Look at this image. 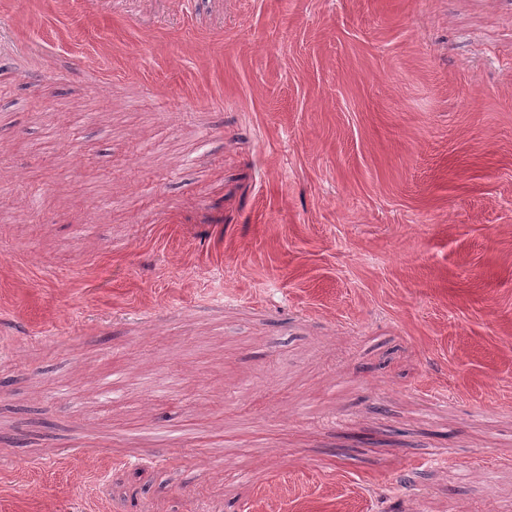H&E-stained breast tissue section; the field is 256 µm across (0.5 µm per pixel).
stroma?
<instances>
[{"instance_id":"1","label":"stroma","mask_w":512,"mask_h":512,"mask_svg":"<svg viewBox=\"0 0 512 512\" xmlns=\"http://www.w3.org/2000/svg\"><path fill=\"white\" fill-rule=\"evenodd\" d=\"M0 57V512H512V0H0Z\"/></svg>"}]
</instances>
